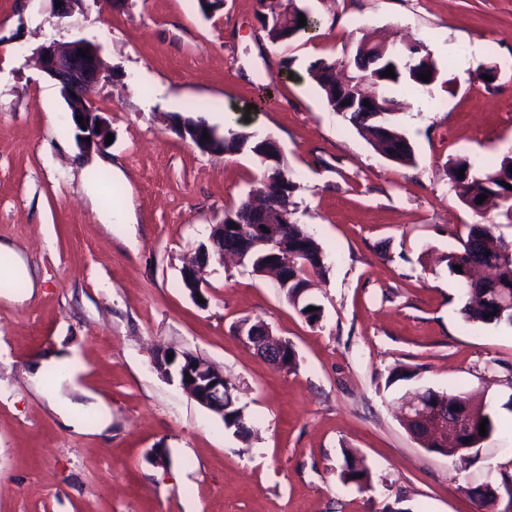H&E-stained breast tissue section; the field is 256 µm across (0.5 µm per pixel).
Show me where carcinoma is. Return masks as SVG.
I'll list each match as a JSON object with an SVG mask.
<instances>
[{
	"label": "carcinoma",
	"mask_w": 512,
	"mask_h": 512,
	"mask_svg": "<svg viewBox=\"0 0 512 512\" xmlns=\"http://www.w3.org/2000/svg\"><path fill=\"white\" fill-rule=\"evenodd\" d=\"M304 15L306 25H299V15ZM260 22L268 39L274 43L288 41L316 25V20L308 11L297 6V0H288V5L271 15L261 14ZM414 47L423 49L416 57L418 64L407 69L399 59L382 51L379 44L372 42L367 35H362L353 49V56L338 63L350 65L354 71L355 93L362 95L371 88H388L402 86L409 90L425 94L437 81L438 68L431 55L426 51L423 41H415ZM334 61L320 59L312 64L310 75L323 91L328 105L335 112L343 108L345 98L336 94ZM393 68L395 77H387L383 72ZM431 72L430 81L424 82L419 75ZM379 116L371 120L369 115L356 110L345 113L348 121L369 142L375 144L385 155L402 151L397 159L408 164L414 159V152L407 139L398 131L395 120L396 102L392 98H380ZM245 147L244 153L253 157L258 164L262 189L283 199L279 208L269 214V219L278 218V210H285L296 205L292 199L297 186L288 171L285 159H280L279 171L275 179L266 177L267 165L259 158L268 152L267 140L255 133H246L242 128L227 127L220 138L210 141L206 151L214 155L231 154ZM464 170V177H459V170ZM448 179L457 196L474 212L481 215L483 208L476 203L479 196L486 194L497 197L512 209V156H504L495 169L482 168L466 158H461L448 167ZM508 186L501 185V182ZM282 237L288 239V288L284 296L289 303H295L300 289L306 287L314 275H323L327 271L325 256L319 243L301 224H283ZM275 249L264 242L259 243L247 257L246 265L252 273L261 275L268 267V260L273 257ZM450 273L459 278L461 287L475 299V303L466 304L461 309L465 321L469 323L500 324L505 322L512 326V254L508 253V244L495 236L488 224H471L466 238L461 241V248L445 256ZM461 270H456V267ZM468 416L473 432L465 444H475L470 452H478L477 444L483 439L480 424L487 420L486 433L494 430V420L490 412L481 407H468ZM345 466L340 473L342 481L354 483L363 489L370 481L369 469L364 460L352 449L342 450Z\"/></svg>",
	"instance_id": "carcinoma-1"
}]
</instances>
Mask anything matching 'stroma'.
<instances>
[{
  "label": "stroma",
  "instance_id": "stroma-1",
  "mask_svg": "<svg viewBox=\"0 0 512 512\" xmlns=\"http://www.w3.org/2000/svg\"><path fill=\"white\" fill-rule=\"evenodd\" d=\"M224 0H0V243L31 285L0 287V512H478L470 488L512 474V327L470 324L448 271L469 225L512 245L506 204L477 215L448 166L512 153V0H298L318 26L287 42L262 5ZM425 42L440 74L430 95L393 87L415 160L378 152L333 112L308 68L349 58L362 33ZM87 38L112 70L96 100L113 141L82 153L44 42ZM499 76L485 83L479 65ZM278 142L297 184L295 218L327 272L310 324L274 280L210 261L205 302L182 268L225 210L257 189L250 155L202 152L175 114ZM124 210L123 223H108ZM291 343L278 369L236 334L242 319ZM56 351L85 367L82 390L38 371ZM190 351L238 387L243 439L154 361ZM408 380L390 382L394 371ZM425 387L484 402L495 429L476 457L422 448L396 412ZM368 488L343 482V449Z\"/></svg>",
  "mask_w": 512,
  "mask_h": 512
}]
</instances>
